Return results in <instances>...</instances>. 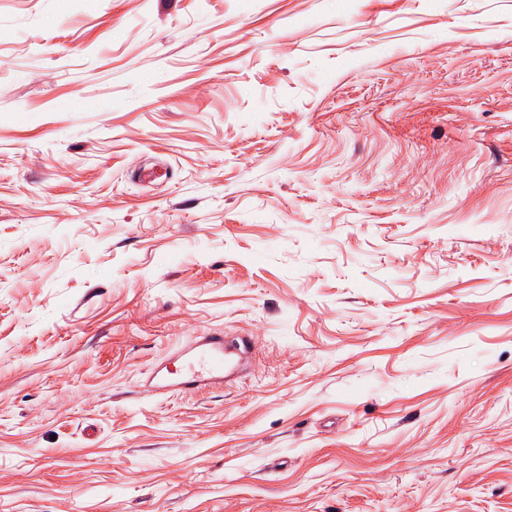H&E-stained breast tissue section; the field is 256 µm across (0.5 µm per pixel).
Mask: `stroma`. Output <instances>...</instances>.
Returning a JSON list of instances; mask_svg holds the SVG:
<instances>
[{"label": "stroma", "mask_w": 512, "mask_h": 512, "mask_svg": "<svg viewBox=\"0 0 512 512\" xmlns=\"http://www.w3.org/2000/svg\"><path fill=\"white\" fill-rule=\"evenodd\" d=\"M0 512H512V0H0ZM202 340L193 348L174 352L171 360H181L177 385L187 389L220 385L249 353V342L244 337L231 344L224 343L223 336H203Z\"/></svg>", "instance_id": "stroma-1"}]
</instances>
